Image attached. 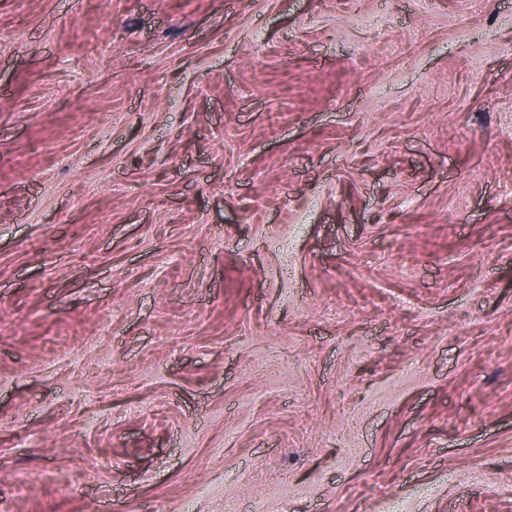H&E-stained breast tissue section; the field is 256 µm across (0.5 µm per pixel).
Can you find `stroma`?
<instances>
[{
  "label": "stroma",
  "instance_id": "35a3bbf8",
  "mask_svg": "<svg viewBox=\"0 0 512 512\" xmlns=\"http://www.w3.org/2000/svg\"><path fill=\"white\" fill-rule=\"evenodd\" d=\"M0 512H512V0H0Z\"/></svg>",
  "mask_w": 512,
  "mask_h": 512
}]
</instances>
